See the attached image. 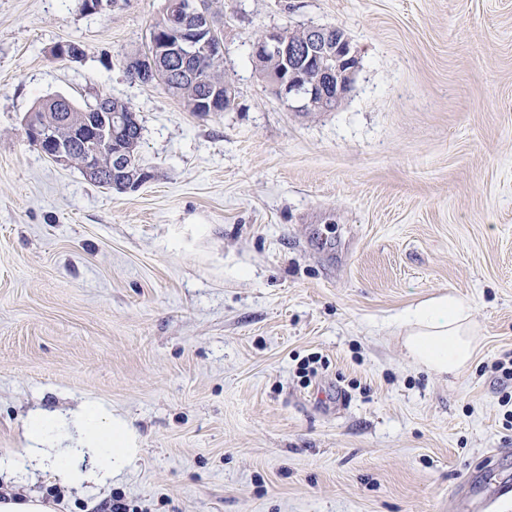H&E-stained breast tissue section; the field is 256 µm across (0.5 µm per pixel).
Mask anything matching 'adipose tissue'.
<instances>
[{
    "mask_svg": "<svg viewBox=\"0 0 512 512\" xmlns=\"http://www.w3.org/2000/svg\"><path fill=\"white\" fill-rule=\"evenodd\" d=\"M407 328L406 354L410 360L440 374H454L466 367L477 350L470 307L448 294L420 303L401 316ZM78 433L75 447H58V440ZM28 447L0 456V474L20 485L30 475H63L71 488L95 490L121 477L136 455L130 431L120 420H107L94 406L86 405L71 419L32 415L26 423Z\"/></svg>",
    "mask_w": 512,
    "mask_h": 512,
    "instance_id": "1",
    "label": "adipose tissue"
}]
</instances>
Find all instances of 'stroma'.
<instances>
[{
  "label": "stroma",
  "instance_id": "obj_1",
  "mask_svg": "<svg viewBox=\"0 0 512 512\" xmlns=\"http://www.w3.org/2000/svg\"><path fill=\"white\" fill-rule=\"evenodd\" d=\"M165 0H0V455L88 403L139 453L60 512H512V0H224V112L131 81ZM338 26L359 70L296 112L256 31ZM76 42L84 55L54 54ZM132 104L152 178L118 192L25 134L38 101ZM471 309L474 361L406 357L404 309ZM317 357L309 381L301 363Z\"/></svg>",
  "mask_w": 512,
  "mask_h": 512
}]
</instances>
